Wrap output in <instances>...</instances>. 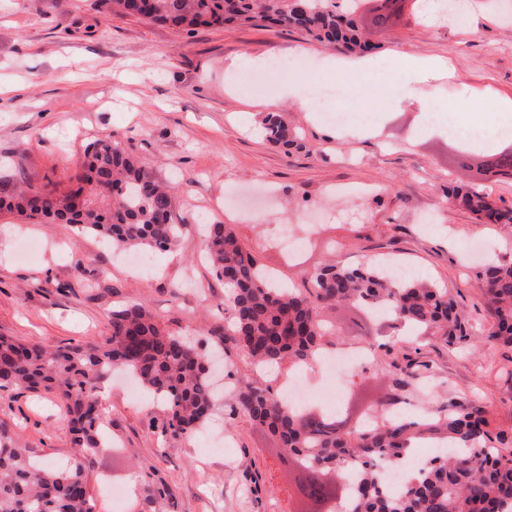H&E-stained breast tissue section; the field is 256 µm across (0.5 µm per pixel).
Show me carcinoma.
<instances>
[{
	"label": "carcinoma",
	"mask_w": 512,
	"mask_h": 512,
	"mask_svg": "<svg viewBox=\"0 0 512 512\" xmlns=\"http://www.w3.org/2000/svg\"><path fill=\"white\" fill-rule=\"evenodd\" d=\"M101 2L117 16L188 32L254 22L298 31L341 53L375 49L359 30L364 0H342L340 5L336 0ZM372 2L374 22L385 27L402 0ZM262 134L285 148L299 141L277 112L264 114ZM460 164L476 170V182L448 189V199L482 224L511 228L512 207L491 200L478 183L500 177L499 168L512 177V143L475 158L463 148ZM70 183L58 190L0 177V212L63 224L75 236L107 241L119 252L169 251L178 245L184 225L171 222L170 205L180 185L157 183L120 141L90 145ZM207 252L213 273L224 282L228 318L220 341L226 349L241 351L255 369L312 362L332 342L375 349L367 335H335L324 312L339 306H356L369 314L385 310L394 322L448 345L482 343L446 289L421 277L402 279L383 268L380 259L357 267L329 262L311 276L312 287L297 291L266 276L232 224L208 225ZM476 279L493 318L487 340L512 347V261L488 264L476 272ZM109 330L100 343L57 348L0 336V395L55 394L66 415L74 462L63 468L45 465L1 421L0 512H96L88 473L99 451L108 447L99 391L116 370L133 376L164 405L163 435L191 437L213 414L217 397L204 369L207 355L198 344L167 332L142 303L113 309ZM403 360V368L393 361L388 371L374 370L388 384L360 414L369 422L366 427L343 429L354 408L351 396L336 413L299 409L247 375L235 378V403L228 418L243 415L276 436L314 503L345 500L346 512H512V454L501 452L512 445V436L492 432L483 407L455 397L448 398L435 418L393 416L405 405L412 369L422 366L406 355ZM426 435L448 445L444 454L409 473L399 490H384L377 461L384 457L401 464L411 440ZM169 498L162 479L146 481L137 512H164Z\"/></svg>",
	"instance_id": "obj_1"
}]
</instances>
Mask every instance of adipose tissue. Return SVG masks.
<instances>
[{
    "mask_svg": "<svg viewBox=\"0 0 512 512\" xmlns=\"http://www.w3.org/2000/svg\"><path fill=\"white\" fill-rule=\"evenodd\" d=\"M403 69L405 82L401 98L419 104L426 129L452 135H463L470 130V123L461 120L457 115L438 111L434 104L438 93L436 81L445 70L441 60H420L407 56L403 59Z\"/></svg>",
    "mask_w": 512,
    "mask_h": 512,
    "instance_id": "adipose-tissue-1",
    "label": "adipose tissue"
}]
</instances>
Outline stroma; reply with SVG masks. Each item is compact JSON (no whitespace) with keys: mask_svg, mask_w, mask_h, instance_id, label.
<instances>
[{"mask_svg":"<svg viewBox=\"0 0 512 512\" xmlns=\"http://www.w3.org/2000/svg\"><path fill=\"white\" fill-rule=\"evenodd\" d=\"M468 26L442 24L423 0H405L391 28L369 29L381 75L350 74L336 106L346 131H329L293 101L278 110L301 148L287 150L258 132L264 114L252 97L224 87V65L243 55L320 62L324 44L258 24L187 33L105 11L100 0H0V168L28 184H66L88 144L117 139L154 178L180 186L170 214L188 230L177 247L152 252L130 271L93 237L71 238L59 224L0 212V335L64 347L105 339L112 308L142 303L177 336L216 343L224 333V285L207 263L197 221L235 225L243 247L278 279L305 289L326 260L358 266L391 254L445 288L474 329L492 318L473 274L481 261L512 260V229L476 223L448 200L470 180L447 135L425 130L417 103L391 86L403 55L446 65L441 103L486 123L512 100V7L469 0ZM370 190L369 199L347 195ZM244 202H224L227 189ZM301 244L290 255L286 237ZM81 264H74L73 255ZM341 332L364 330L380 345L417 352L408 405L438 411L448 397L476 400L493 430L512 431V348L478 352L439 341L416 345L389 321L355 308L328 312ZM112 445L97 456L89 489L98 512H133L140 485L163 478L168 512H298L293 471L280 444L246 417L216 408L191 438L160 435L164 416L146 392L116 382L101 398ZM0 420L51 464L69 461L67 424L52 395L0 397ZM124 489L111 508L106 488Z\"/></svg>","mask_w":512,"mask_h":512,"instance_id":"35a3bbf8","label":"stroma"}]
</instances>
